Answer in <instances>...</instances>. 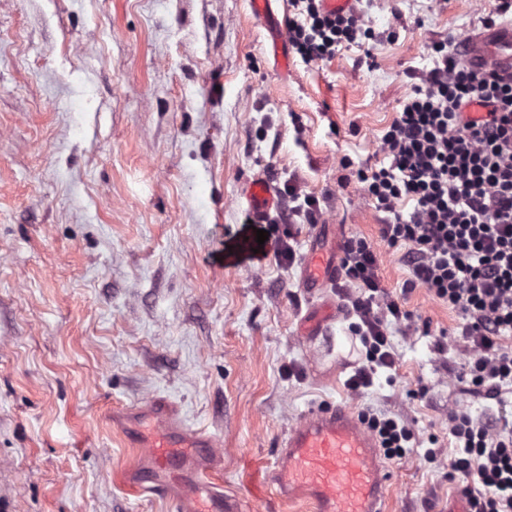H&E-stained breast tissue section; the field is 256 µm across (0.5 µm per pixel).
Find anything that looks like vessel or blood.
Instances as JSON below:
<instances>
[{"label": "vessel or blood", "instance_id": "obj_1", "mask_svg": "<svg viewBox=\"0 0 512 512\" xmlns=\"http://www.w3.org/2000/svg\"><path fill=\"white\" fill-rule=\"evenodd\" d=\"M468 63L512 77V21L491 25L481 36L465 40ZM255 222L264 224L278 208L267 176L250 180L241 191ZM335 263L313 255L303 275L308 288H329L337 279ZM125 430L140 461L126 473L127 484L145 489L155 473L168 477L174 512H239L213 476L215 441L191 429L174 404L160 397L145 407L126 410ZM391 472L379 441L363 416L346 405L314 406L279 442L270 479L280 497L309 505L312 512H386Z\"/></svg>", "mask_w": 512, "mask_h": 512}]
</instances>
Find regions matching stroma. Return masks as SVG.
I'll return each instance as SVG.
<instances>
[{"label":"stroma","instance_id":"1","mask_svg":"<svg viewBox=\"0 0 512 512\" xmlns=\"http://www.w3.org/2000/svg\"><path fill=\"white\" fill-rule=\"evenodd\" d=\"M359 7L370 39L320 63L290 54L283 73L250 0H0V512H170L124 483L140 451L112 418L160 396L216 437L243 512H310L267 474L288 428L336 403L414 433L388 512L457 504L449 418L511 413L512 388L459 381L460 316L404 292L356 172L384 162L432 45L483 31L498 0ZM261 172L318 196L324 221L269 227L249 265L239 192ZM350 238L378 246L381 283L416 322L388 324L396 367L359 393L342 291L302 284L310 246ZM329 301L334 317L304 336Z\"/></svg>","mask_w":512,"mask_h":512}]
</instances>
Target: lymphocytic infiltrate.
I'll return each instance as SVG.
<instances>
[{"label": "lymphocytic infiltrate", "instance_id": "obj_1", "mask_svg": "<svg viewBox=\"0 0 512 512\" xmlns=\"http://www.w3.org/2000/svg\"><path fill=\"white\" fill-rule=\"evenodd\" d=\"M288 44L307 63L333 58L361 31L358 11L325 10L323 0H290ZM434 66L414 85L381 138L385 165L360 172L365 191L385 212L380 239L404 248L413 283L461 316L470 357L460 378L474 392L512 385V77L462 62L456 42L433 47ZM412 202L409 214L398 213ZM376 249L362 239L343 246L345 298L356 316L352 332L365 349L364 366L348 379L351 391L370 387L377 369L393 368L386 328L411 325L402 301L378 275ZM369 425L392 458L414 439L404 421L370 416ZM458 448L453 472L474 477L463 490L467 512H512V424L451 418Z\"/></svg>", "mask_w": 512, "mask_h": 512}]
</instances>
